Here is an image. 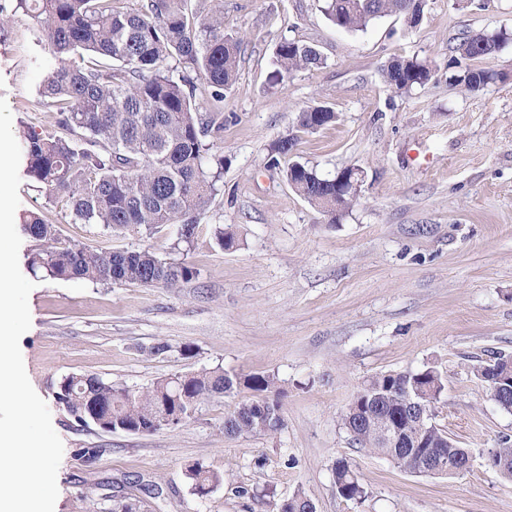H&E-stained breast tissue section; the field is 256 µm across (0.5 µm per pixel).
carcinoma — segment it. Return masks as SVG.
<instances>
[{"label": "carcinoma", "instance_id": "carcinoma-1", "mask_svg": "<svg viewBox=\"0 0 512 512\" xmlns=\"http://www.w3.org/2000/svg\"><path fill=\"white\" fill-rule=\"evenodd\" d=\"M121 0H15L14 12L32 19L39 42L58 60V67L37 90L38 104L53 113V123L21 135L28 172L50 202L65 208L75 224H95L111 233L152 232L170 226L178 240L192 242L207 217L218 189L224 156L212 149L224 136V112H201L196 106V82L211 88L217 103L236 78L241 39L224 32L220 0L195 17L187 0H141L136 10ZM322 12L336 26L363 31L391 13L404 16L410 28L418 21L405 0H323ZM509 40L505 31L466 35L449 62L448 82L467 91L483 89L496 75L469 62L485 52L498 51ZM317 45L283 39L275 48L274 65L280 77L323 67ZM435 66L416 56L396 58L384 68L388 84L408 93L428 84ZM336 120L330 108L302 110L298 124L316 130ZM292 138L269 147L267 168L280 167ZM292 189L336 223V212L354 203L348 194L336 195V177H321L295 162L283 170ZM27 234L36 242L33 267L53 280H84L108 285H139L178 289L196 276L187 263H169L151 248L96 250L72 244L61 246L56 229L34 213L23 217ZM215 243L224 250L236 245V234L222 224L211 227ZM405 385L420 404L436 403L445 378L433 367L391 371L368 378L341 414L344 428L363 448L387 457L409 472L420 466L416 455L403 454L385 435L398 425L403 437L424 442L438 453L443 468L456 463L467 449L446 431L419 414L406 417L399 407L397 387ZM252 397L235 403L224 414V435L272 436L283 426L279 380L273 373L243 375L222 367L205 368L161 379L130 390L94 375H69L56 398L75 420L96 414L104 430L132 434L175 429L197 407L215 397H232L241 390ZM182 417L155 414L159 405ZM507 465L501 477L512 480V439L502 438L493 450ZM337 493L363 500L367 491L351 464H334ZM192 490L201 496L224 482V477L195 463L186 470Z\"/></svg>", "mask_w": 512, "mask_h": 512}]
</instances>
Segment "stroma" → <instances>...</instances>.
<instances>
[{"label":"stroma","instance_id":"1","mask_svg":"<svg viewBox=\"0 0 512 512\" xmlns=\"http://www.w3.org/2000/svg\"><path fill=\"white\" fill-rule=\"evenodd\" d=\"M321 5L223 0L224 28L242 45L237 78L224 91V171L206 221L234 230L233 250L216 247L206 230L189 247L165 227L112 235L70 223L20 165L19 212L41 215L60 242L151 245L197 271L175 291L51 280L33 275L34 243L23 237L19 267L35 287L20 350L64 445L55 512H112L114 496L140 486L160 492L145 497V512H276L299 489L316 512H512V481L486 463L499 438L512 437V411L474 376L493 355L512 356V42L475 60L498 75L478 92L450 85L447 69L459 37L512 32V0H427L417 28L391 14L364 31L337 27ZM13 6L0 0V97L13 131L40 130L52 115L28 104L58 61ZM283 38L316 44L324 67L274 82ZM413 55L438 72L406 94L385 82L381 67ZM312 104L331 108L337 122L300 129L298 114ZM290 134L294 160L318 175L362 171L357 201L337 221L267 169L270 144ZM160 342L168 352L152 354ZM216 366L276 374L278 433L226 438L231 401L221 397L178 428L148 434L79 423L55 398L72 374L138 389ZM424 367L446 377L434 422L472 453L464 474L407 473L361 447L339 421L369 376ZM83 448L95 456L81 457ZM340 457L365 500L337 493ZM196 463L224 478L205 496L186 479Z\"/></svg>","mask_w":512,"mask_h":512}]
</instances>
